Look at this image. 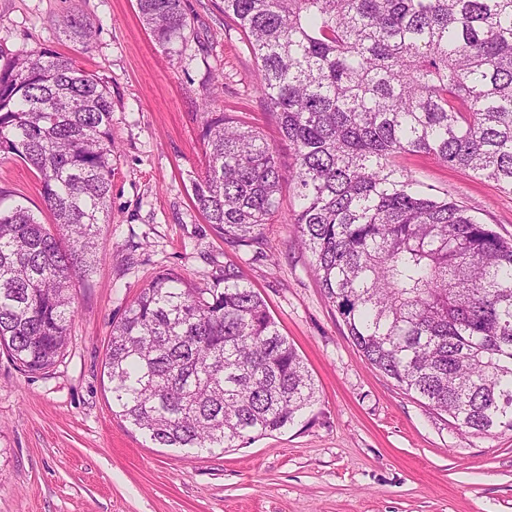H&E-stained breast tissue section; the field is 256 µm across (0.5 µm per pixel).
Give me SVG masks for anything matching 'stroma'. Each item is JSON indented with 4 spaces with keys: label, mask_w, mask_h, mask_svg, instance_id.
<instances>
[{
    "label": "stroma",
    "mask_w": 512,
    "mask_h": 512,
    "mask_svg": "<svg viewBox=\"0 0 512 512\" xmlns=\"http://www.w3.org/2000/svg\"><path fill=\"white\" fill-rule=\"evenodd\" d=\"M194 34L171 58L137 0H0V50L49 48L112 87V193L91 277L73 290L62 359L20 370L0 352V512H512V431H459L453 420L370 365L296 241V193L261 252L227 243L194 208L204 167V96L279 140L259 68L220 0H184ZM91 23L89 48L57 26ZM398 164L429 192L461 201L512 239V194L425 154ZM51 217L35 173L0 158V207ZM232 266L301 355L317 403L295 425L212 453L157 448L112 410L104 373L112 326L149 281L170 270L209 286Z\"/></svg>",
    "instance_id": "stroma-1"
}]
</instances>
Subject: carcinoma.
I'll use <instances>...</instances> for the list:
<instances>
[{"mask_svg":"<svg viewBox=\"0 0 512 512\" xmlns=\"http://www.w3.org/2000/svg\"><path fill=\"white\" fill-rule=\"evenodd\" d=\"M261 68L293 152L204 97L192 202L238 248L264 244L284 185L297 240L363 357L477 434L512 431V240L396 164L432 155L512 193V0H222ZM172 55L183 0H137ZM61 27L89 45L76 16ZM108 82L50 49L0 64V156L34 169L58 233L0 209V348L46 371L67 344L72 288L94 272L112 187ZM119 415L165 448H232L295 423L315 383L235 269L193 286L162 271L112 326Z\"/></svg>","mask_w":512,"mask_h":512,"instance_id":"obj_1","label":"carcinoma"}]
</instances>
